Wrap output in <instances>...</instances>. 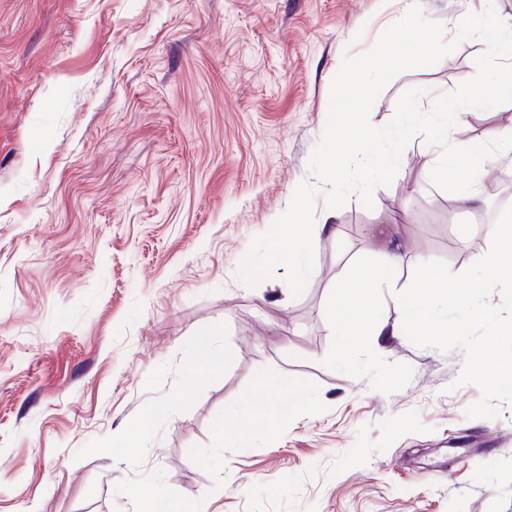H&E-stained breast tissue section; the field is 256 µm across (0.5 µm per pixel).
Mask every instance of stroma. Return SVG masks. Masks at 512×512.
I'll use <instances>...</instances> for the list:
<instances>
[{
  "label": "stroma",
  "mask_w": 512,
  "mask_h": 512,
  "mask_svg": "<svg viewBox=\"0 0 512 512\" xmlns=\"http://www.w3.org/2000/svg\"><path fill=\"white\" fill-rule=\"evenodd\" d=\"M455 37L487 0H423ZM399 0H0V512H512V403L470 418L462 350L405 334L342 349L336 284L361 287L392 218L400 263L373 317L419 259L452 272L487 253L512 182L477 209L423 179L441 152L406 146L393 182L332 213L293 296L286 269L237 276L252 238L309 177L344 57L371 49ZM472 38L396 75L420 107L473 77ZM512 129V103L467 109L460 147ZM209 332L222 362L194 345ZM288 405L266 427L254 406ZM159 407L150 430L141 418Z\"/></svg>",
  "instance_id": "stroma-1"
}]
</instances>
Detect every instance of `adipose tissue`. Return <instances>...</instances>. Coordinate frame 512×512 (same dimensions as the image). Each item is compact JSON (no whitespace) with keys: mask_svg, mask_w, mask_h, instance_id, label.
Masks as SVG:
<instances>
[{"mask_svg":"<svg viewBox=\"0 0 512 512\" xmlns=\"http://www.w3.org/2000/svg\"><path fill=\"white\" fill-rule=\"evenodd\" d=\"M432 136L444 144L445 150L437 166L430 170V177L449 181L451 171L463 168L468 172L465 179L449 181V195L456 204L474 206L487 197L490 185L485 179L486 165L499 162L512 169V130L493 132L490 137L473 144L465 158L449 145L447 125H435ZM374 297L375 291L371 288H340L334 293L331 302L334 318L329 328L343 345H351L365 335H385L386 323L377 321L369 313Z\"/></svg>","mask_w":512,"mask_h":512,"instance_id":"ef3b65f1","label":"adipose tissue"}]
</instances>
